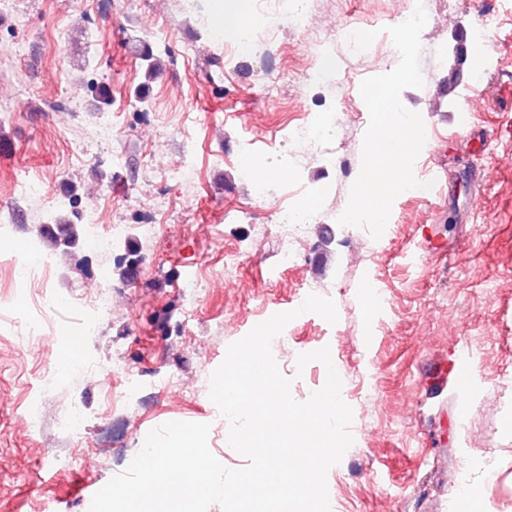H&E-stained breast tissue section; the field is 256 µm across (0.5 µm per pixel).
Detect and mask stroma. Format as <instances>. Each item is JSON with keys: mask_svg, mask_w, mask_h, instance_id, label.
Instances as JSON below:
<instances>
[{"mask_svg": "<svg viewBox=\"0 0 512 512\" xmlns=\"http://www.w3.org/2000/svg\"><path fill=\"white\" fill-rule=\"evenodd\" d=\"M307 4L334 12L336 27L368 31L392 6ZM214 8L215 0L196 9L187 0H11L0 11V512H46L51 503L89 512L92 489L124 472L145 433L172 421L209 424L214 456L243 467L209 398L210 376L234 338L294 309L304 279L334 300L338 320L303 313L272 351L293 398L304 401L326 375L318 362L298 368L297 358L329 348L353 410L354 443L327 474L331 512H512V0H427L428 12L452 20L422 31L424 84L405 89L401 102L421 115L428 142L415 177L442 165L447 192L398 195L391 230L377 239L336 220L360 173L366 124L345 145L323 144L320 157L281 171L274 146L288 125L360 102L361 82L392 70L398 53L355 59L338 40L321 50L291 16L261 15L258 25L277 32L261 73L211 40ZM486 12L497 25L480 46L473 31ZM136 38L161 60L153 80L130 50ZM327 56V81L302 88L305 71ZM91 80L111 86L107 107L87 91ZM144 84L142 105L135 93ZM339 153L350 158L347 172L336 166ZM246 165L272 173L265 199L242 175ZM19 181L35 188L36 201L11 195ZM292 183L305 192L291 204L316 202L320 220L301 267L287 270L271 226ZM69 185L101 229L161 227L138 240L144 262L121 310L82 339V359L106 367L108 384L51 374L40 352L17 345L16 313L38 309L46 320L35 335L65 346L75 302L102 262L79 245L37 280L16 274L17 244L45 246L43 226ZM157 197L165 211L154 209ZM229 210L243 211L244 222L226 223ZM430 239L442 254L417 258ZM228 251L239 257L231 287L205 289L186 318L182 276L221 275ZM374 284L383 300L372 299ZM228 320L235 336L224 333ZM465 343L475 354L468 382L434 389ZM172 375L192 377V390L164 388L161 377ZM74 403L88 418L81 439L56 423ZM35 404L44 420L31 429L20 419ZM463 476L467 504L455 495Z\"/></svg>", "mask_w": 512, "mask_h": 512, "instance_id": "35a3bbf8", "label": "stroma"}]
</instances>
